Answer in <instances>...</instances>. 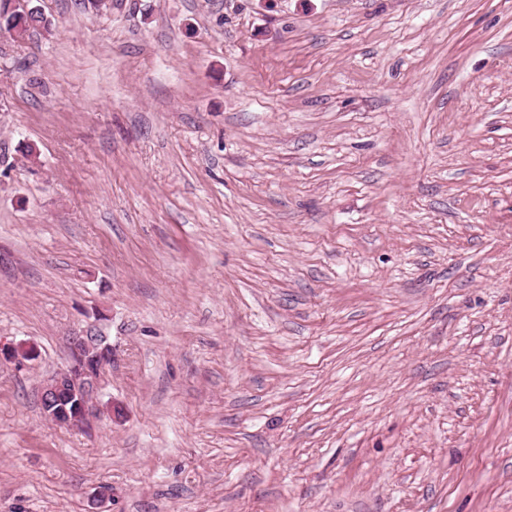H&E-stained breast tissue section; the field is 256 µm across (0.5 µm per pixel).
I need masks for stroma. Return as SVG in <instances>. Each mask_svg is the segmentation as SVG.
I'll list each match as a JSON object with an SVG mask.
<instances>
[{
	"mask_svg": "<svg viewBox=\"0 0 512 512\" xmlns=\"http://www.w3.org/2000/svg\"><path fill=\"white\" fill-rule=\"evenodd\" d=\"M31 3L0 512H512V0ZM90 328L113 412L60 427ZM68 361L64 368L48 378L40 387V398L48 402L44 416L56 425L88 427L101 414L97 396L107 367L112 365V348L90 340L87 331L71 336ZM66 395L71 408L51 406L53 396Z\"/></svg>",
	"mask_w": 512,
	"mask_h": 512,
	"instance_id": "stroma-1",
	"label": "stroma"
}]
</instances>
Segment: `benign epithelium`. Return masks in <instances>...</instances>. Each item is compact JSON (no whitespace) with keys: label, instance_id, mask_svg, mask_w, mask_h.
Masks as SVG:
<instances>
[{"label":"benign epithelium","instance_id":"benign-epithelium-1","mask_svg":"<svg viewBox=\"0 0 512 512\" xmlns=\"http://www.w3.org/2000/svg\"><path fill=\"white\" fill-rule=\"evenodd\" d=\"M36 356L33 348L18 350L0 344V361L22 363ZM112 365V348L95 342L81 330L71 337L64 368L40 387L48 402L45 417L60 426L87 427L101 414L97 396L107 367Z\"/></svg>","mask_w":512,"mask_h":512}]
</instances>
